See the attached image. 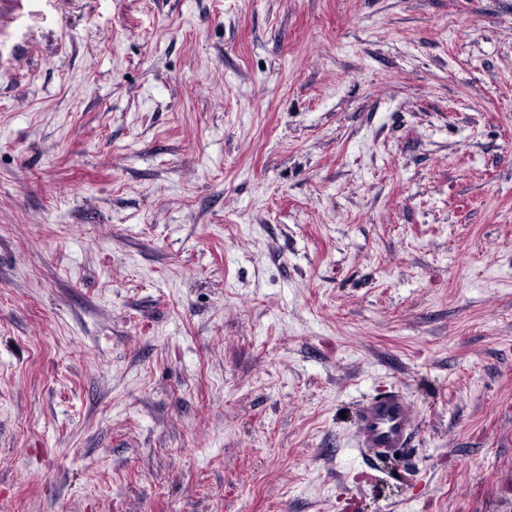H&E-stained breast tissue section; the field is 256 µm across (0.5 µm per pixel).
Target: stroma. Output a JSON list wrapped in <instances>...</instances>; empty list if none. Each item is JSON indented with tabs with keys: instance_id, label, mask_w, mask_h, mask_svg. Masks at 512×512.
I'll return each instance as SVG.
<instances>
[{
	"instance_id": "35a3bbf8",
	"label": "stroma",
	"mask_w": 512,
	"mask_h": 512,
	"mask_svg": "<svg viewBox=\"0 0 512 512\" xmlns=\"http://www.w3.org/2000/svg\"><path fill=\"white\" fill-rule=\"evenodd\" d=\"M0 512H512V0H0ZM358 430L363 448H371L381 458L408 448L414 419L407 399L389 393L366 403L358 415Z\"/></svg>"
}]
</instances>
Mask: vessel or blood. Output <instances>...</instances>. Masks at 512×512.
I'll return each instance as SVG.
<instances>
[{"label":"vessel or blood","instance_id":"vessel-or-blood-1","mask_svg":"<svg viewBox=\"0 0 512 512\" xmlns=\"http://www.w3.org/2000/svg\"><path fill=\"white\" fill-rule=\"evenodd\" d=\"M362 447L386 458L408 447L414 431V419L407 399L390 393L366 403L358 415Z\"/></svg>","mask_w":512,"mask_h":512}]
</instances>
